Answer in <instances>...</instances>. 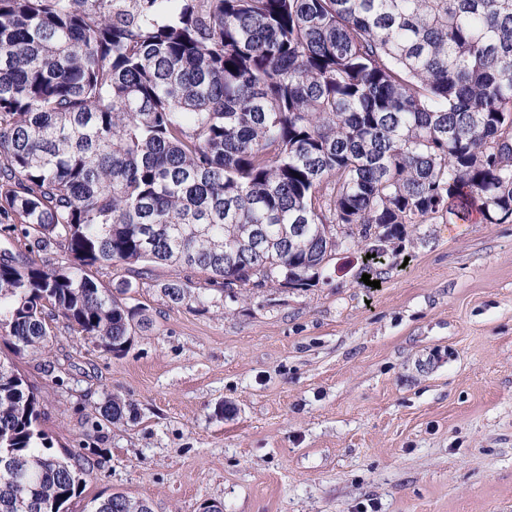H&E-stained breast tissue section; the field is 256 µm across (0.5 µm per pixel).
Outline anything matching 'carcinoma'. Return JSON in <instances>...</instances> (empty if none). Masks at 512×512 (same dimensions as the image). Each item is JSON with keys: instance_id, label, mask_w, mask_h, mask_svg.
<instances>
[{"instance_id": "carcinoma-1", "label": "carcinoma", "mask_w": 512, "mask_h": 512, "mask_svg": "<svg viewBox=\"0 0 512 512\" xmlns=\"http://www.w3.org/2000/svg\"><path fill=\"white\" fill-rule=\"evenodd\" d=\"M478 206L512 223V0H0V334L61 319L109 353L175 264L234 300L313 288L340 248ZM331 226L326 230L325 226ZM56 247L55 265L30 257ZM201 301L190 279L161 288ZM95 429L131 404L108 395ZM36 386L0 360V512H64L90 476L46 452ZM125 493L90 512H130Z\"/></svg>"}]
</instances>
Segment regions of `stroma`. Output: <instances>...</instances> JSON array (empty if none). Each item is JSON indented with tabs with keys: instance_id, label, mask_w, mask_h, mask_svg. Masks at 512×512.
Instances as JSON below:
<instances>
[{
	"instance_id": "obj_1",
	"label": "stroma",
	"mask_w": 512,
	"mask_h": 512,
	"mask_svg": "<svg viewBox=\"0 0 512 512\" xmlns=\"http://www.w3.org/2000/svg\"><path fill=\"white\" fill-rule=\"evenodd\" d=\"M387 252L202 304L160 291L201 275L156 267L133 295L151 323L120 356L56 323L17 365L53 453L93 466L68 512L115 491L153 512H512V223L410 224ZM108 394L134 411L97 434Z\"/></svg>"
}]
</instances>
